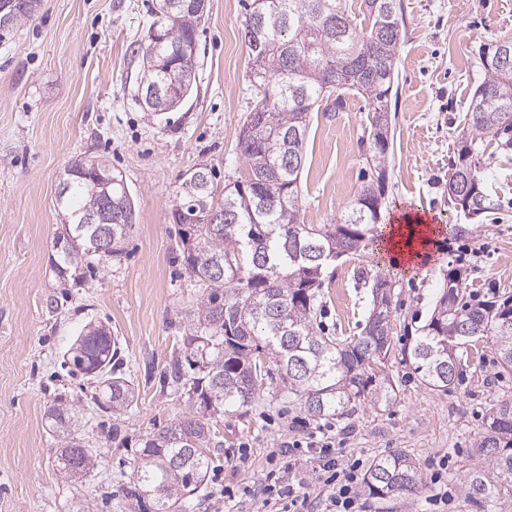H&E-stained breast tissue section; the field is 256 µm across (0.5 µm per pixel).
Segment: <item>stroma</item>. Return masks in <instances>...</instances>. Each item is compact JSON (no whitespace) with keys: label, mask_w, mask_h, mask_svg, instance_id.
<instances>
[{"label":"stroma","mask_w":512,"mask_h":512,"mask_svg":"<svg viewBox=\"0 0 512 512\" xmlns=\"http://www.w3.org/2000/svg\"><path fill=\"white\" fill-rule=\"evenodd\" d=\"M245 2L208 0L197 31L193 93L159 116L138 95V46L157 0H40L30 20L0 36V512H71L79 500L91 512H154L124 494L126 461L140 438L187 407L163 373L192 330L185 314L201 292L179 260L171 211L189 170L213 169L221 188L247 173L237 147L255 104L242 40ZM401 4L389 102L394 150L380 223L391 224L400 211L428 215L436 243L429 259L409 271L372 244L337 259L323 271L317 313L324 335H360L376 276H391L396 306L386 369L397 382V401L316 418L281 378L266 381L254 403L215 422L224 446L180 512H256L244 488L287 468L288 457L277 453L282 442L318 433L343 440L345 454L365 462L399 450L419 468L423 493L387 507L365 495L363 512H425L424 492L443 456L453 512H512V499L475 501L464 488L469 473L489 468L476 441L489 404L512 396V375L496 376L491 353L472 354L462 359L458 383L443 393L423 383L410 357L447 271H464L470 303L512 294V149L489 144L481 160L493 210L469 218L448 198L468 105L485 78L481 58L512 36V0ZM371 121L367 102L353 94L311 113L304 223H335L367 182ZM86 155L121 173L135 222L120 256L62 277L54 242L66 211L58 191L66 166ZM101 323L117 338L136 392L120 422L123 448L107 439L113 422L92 403L93 381L71 375L63 363L77 337ZM53 404L70 409L78 436L103 459L76 481L56 468L60 442L43 418ZM228 487L234 497L225 496Z\"/></svg>","instance_id":"35a3bbf8"}]
</instances>
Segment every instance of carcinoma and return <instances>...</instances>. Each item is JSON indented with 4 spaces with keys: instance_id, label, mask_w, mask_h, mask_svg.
I'll return each instance as SVG.
<instances>
[{
    "instance_id": "obj_1",
    "label": "carcinoma",
    "mask_w": 512,
    "mask_h": 512,
    "mask_svg": "<svg viewBox=\"0 0 512 512\" xmlns=\"http://www.w3.org/2000/svg\"><path fill=\"white\" fill-rule=\"evenodd\" d=\"M193 0H159L142 46L145 84L178 85L195 71L197 28L203 17ZM345 0H252L242 29L262 53L258 69H249L256 98L239 138L247 176L234 183L235 193L221 201L224 223L195 224L192 201L182 199L171 212L182 244L181 262L202 290L187 317L196 330L183 338L189 354L170 358L168 377L187 396L188 407L171 425L141 439L129 462L130 495L152 500L155 512H177L182 494L204 481L223 442L214 419L233 405H246L259 394L271 367L283 372L289 390L313 417L347 416L357 405L389 407L398 397L395 380L385 372L394 326L393 295L373 297V307L358 336L343 340L321 335L315 326L321 274L337 257L357 251L379 223L385 192L380 183L363 187L334 224L301 220V175L309 132V115L324 98L344 93L365 98L372 122L369 158L376 178L387 177L390 140L378 138L387 123L388 102L399 61L400 0H362L363 22L348 13ZM11 13L12 29L31 18L37 0H0ZM512 51V39L496 42L484 54L485 80L469 103V128L458 143L448 180V198L470 201L477 213L494 207L490 195H472L482 184L480 159L487 142L512 147V58L494 62L498 48ZM271 104H262L267 93ZM79 204L70 213L68 239L57 247L63 264L91 256L88 242L99 225L82 220L99 212L102 199L91 182L76 176L61 204ZM135 203L127 187L112 186L110 255L132 227ZM465 278L457 270L443 276L439 294L412 358L421 379L448 392L459 375L458 350L483 341L502 374H512V297L501 304L464 301ZM118 348L111 333L91 336L82 351L70 350L65 364L74 373L97 380V408L119 416L132 407L131 380L115 371ZM61 439L57 470L80 479L97 469L99 456L76 441V423L68 411L51 405L45 412ZM477 450L489 460L492 474L479 471L465 485L468 497L512 499V397L486 411ZM368 495L379 500L408 497L423 488L415 462L402 451L382 456L364 479Z\"/></svg>"
}]
</instances>
